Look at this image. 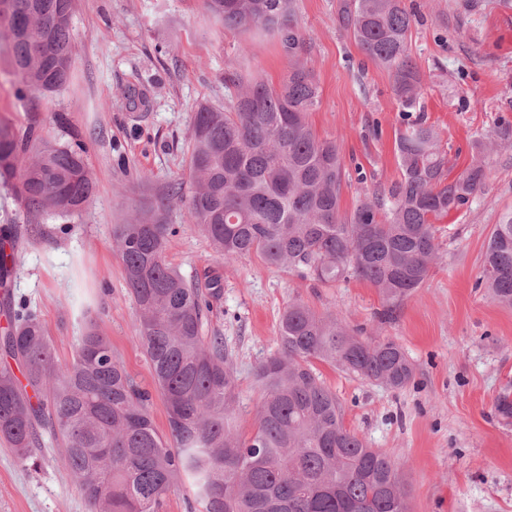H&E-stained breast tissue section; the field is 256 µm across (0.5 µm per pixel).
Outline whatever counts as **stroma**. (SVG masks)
Segmentation results:
<instances>
[{"label": "stroma", "instance_id": "stroma-1", "mask_svg": "<svg viewBox=\"0 0 512 512\" xmlns=\"http://www.w3.org/2000/svg\"><path fill=\"white\" fill-rule=\"evenodd\" d=\"M339 3L297 0L296 19L321 88L308 122L341 152L348 180L340 207L347 213L399 179L401 119L389 72L355 43ZM404 3L416 13L409 45L424 75L419 104L455 176L468 166L474 140L512 126V8L498 0ZM72 51L71 83L36 104L17 99L12 77L0 74V121L19 131L37 124L53 142H80L93 174L83 210L43 217L40 234L17 243L11 293L37 311L58 361H72L92 322L135 381L152 388L134 339L137 307L113 242L116 225L152 215L175 229L169 263L189 279L223 278L205 333L223 336L232 355L234 423L242 435L255 427V371L277 350L281 315L298 301L339 315L362 336L395 339L413 363L415 377L400 389L316 365L345 426L399 463L411 512H512V417L497 407L512 395V307L476 285L490 233L512 209V148L487 156L481 191L440 223L429 278L387 318L376 288L355 276L323 285L255 255L224 264L188 222L186 203L161 205L173 182L192 191L194 113L204 101L223 104L226 71L245 66L272 84L287 73L275 39L224 31L204 0H74ZM132 89L147 92V109L130 110L125 94ZM64 457L54 441L26 461L0 442V512H87Z\"/></svg>", "mask_w": 512, "mask_h": 512}]
</instances>
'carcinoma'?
I'll return each mask as SVG.
<instances>
[{"label": "carcinoma", "instance_id": "1", "mask_svg": "<svg viewBox=\"0 0 512 512\" xmlns=\"http://www.w3.org/2000/svg\"><path fill=\"white\" fill-rule=\"evenodd\" d=\"M227 31L275 37L288 72L277 86L234 69L224 106L197 107L189 144L194 190L187 216L220 258L256 254L304 279L334 283L353 273L377 288L392 312L429 277L438 255L437 221L482 188L484 157L512 143L500 127L475 142L470 164L448 178L439 133L412 115L423 74L409 51L414 12L403 0H345L342 24L366 56L393 77L403 116L396 139L401 176L348 214L346 171L336 141L307 121L321 90L308 65L295 0H205ZM73 0H0V27L14 25L6 62L21 99H40L72 75ZM0 183L27 218L68 216L89 202L94 182L77 144L53 143L30 127L0 123ZM167 224L135 219L113 241L138 308L135 339L168 412V434L151 415V395L127 373L108 338L89 323L71 362L56 360L37 314L10 301L18 263L12 225L0 237V288L9 323L0 353V440L27 459L44 436L66 448L65 466L87 512H163L188 491L195 512H410L400 468L347 429L314 362L402 388L415 376L389 337L356 336L342 318L292 302L279 324L278 351L255 372L263 389L248 437L232 426L233 361L224 337L204 322L222 295L221 277L184 278L167 262ZM480 283L512 306V212L490 234Z\"/></svg>", "mask_w": 512, "mask_h": 512}]
</instances>
